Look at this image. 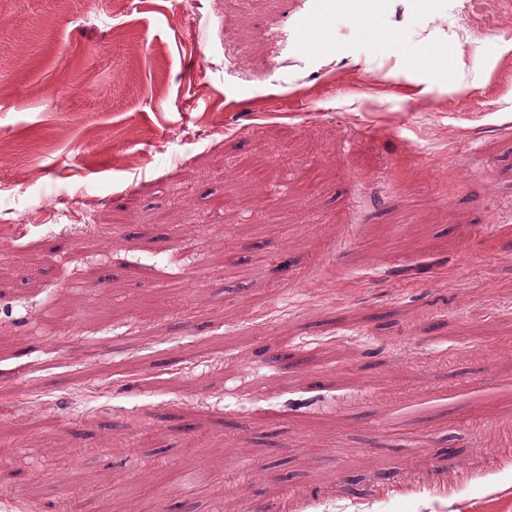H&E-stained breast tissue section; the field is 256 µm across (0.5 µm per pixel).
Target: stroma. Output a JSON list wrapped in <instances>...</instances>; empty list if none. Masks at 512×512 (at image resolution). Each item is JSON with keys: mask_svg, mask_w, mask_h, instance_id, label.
<instances>
[{"mask_svg": "<svg viewBox=\"0 0 512 512\" xmlns=\"http://www.w3.org/2000/svg\"><path fill=\"white\" fill-rule=\"evenodd\" d=\"M373 5L0 0V512H512V0ZM367 1L369 0H326L323 11L336 14L350 11L362 19L365 25L370 26L373 16L369 11Z\"/></svg>", "mask_w": 512, "mask_h": 512, "instance_id": "obj_1", "label": "stroma"}]
</instances>
